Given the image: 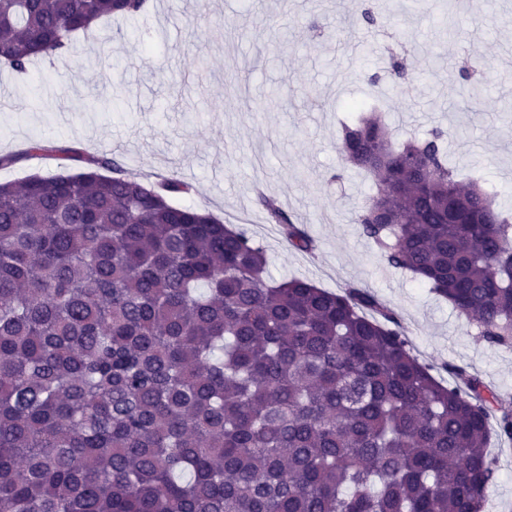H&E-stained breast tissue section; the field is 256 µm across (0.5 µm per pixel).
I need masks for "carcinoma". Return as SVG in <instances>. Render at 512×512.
Segmentation results:
<instances>
[{
  "instance_id": "1",
  "label": "carcinoma",
  "mask_w": 512,
  "mask_h": 512,
  "mask_svg": "<svg viewBox=\"0 0 512 512\" xmlns=\"http://www.w3.org/2000/svg\"><path fill=\"white\" fill-rule=\"evenodd\" d=\"M148 0H0L18 74ZM398 86L405 61L391 58ZM440 128L401 145L381 113L339 153L377 193L357 215L495 344L512 341V224L463 187ZM34 141L0 168L52 152ZM0 183V512H482L512 411L457 366L412 353L362 288L268 275L249 231L108 157ZM288 246L314 242L258 198Z\"/></svg>"
}]
</instances>
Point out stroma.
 <instances>
[{
    "mask_svg": "<svg viewBox=\"0 0 512 512\" xmlns=\"http://www.w3.org/2000/svg\"><path fill=\"white\" fill-rule=\"evenodd\" d=\"M382 22L347 26L359 0H151L144 16L76 34L70 48L27 73L0 67V155L39 139L52 158L0 168V182L57 173L65 148L108 155L125 169L192 185L182 204L242 224L266 249L275 279L300 277L337 292L355 283L400 317L413 354L453 362L512 408V342L493 344L411 274L387 266L356 222L371 183L337 151L358 112L385 113L402 143L439 128L463 180L492 192L512 217V0H378ZM359 38L354 59L339 48ZM411 78H387L390 56ZM484 68L478 100L462 94L472 57ZM377 82H369V75ZM358 109H351V102ZM304 226L313 252L288 247L256 194ZM497 472L484 512H512V440H493Z\"/></svg>",
    "mask_w": 512,
    "mask_h": 512,
    "instance_id": "35a3bbf8",
    "label": "stroma"
}]
</instances>
